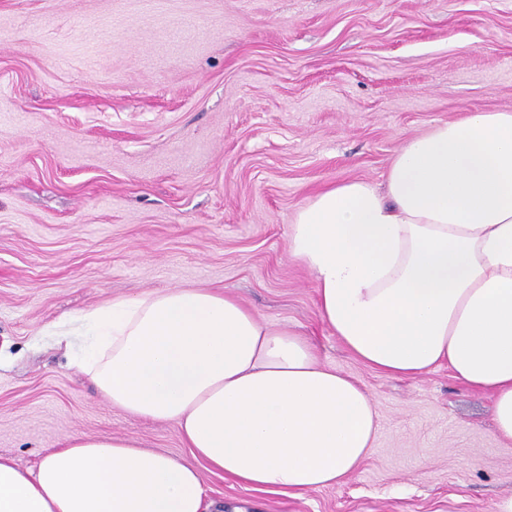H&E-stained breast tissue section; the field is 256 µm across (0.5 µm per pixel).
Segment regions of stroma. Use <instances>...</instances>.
<instances>
[{"mask_svg":"<svg viewBox=\"0 0 512 512\" xmlns=\"http://www.w3.org/2000/svg\"><path fill=\"white\" fill-rule=\"evenodd\" d=\"M512 112V0H0V455L37 467L74 434L186 459L176 423L107 403L45 335L146 290L229 291L362 384L374 445L342 484L254 490L202 470L224 512H497L512 442L448 367L358 361L288 251L294 213L381 182L402 144Z\"/></svg>","mask_w":512,"mask_h":512,"instance_id":"35a3bbf8","label":"stroma"}]
</instances>
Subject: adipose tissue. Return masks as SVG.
Wrapping results in <instances>:
<instances>
[{
  "instance_id": "obj_1",
  "label": "adipose tissue",
  "mask_w": 512,
  "mask_h": 512,
  "mask_svg": "<svg viewBox=\"0 0 512 512\" xmlns=\"http://www.w3.org/2000/svg\"><path fill=\"white\" fill-rule=\"evenodd\" d=\"M288 240L347 351L409 379L448 365L491 394L496 432L512 442L511 112L436 123L381 182L317 191ZM76 321L79 365L102 397L176 422L191 457L84 434L34 469L0 456V512H202L201 468L301 493L342 483L373 446L368 391L229 293L145 291Z\"/></svg>"
}]
</instances>
